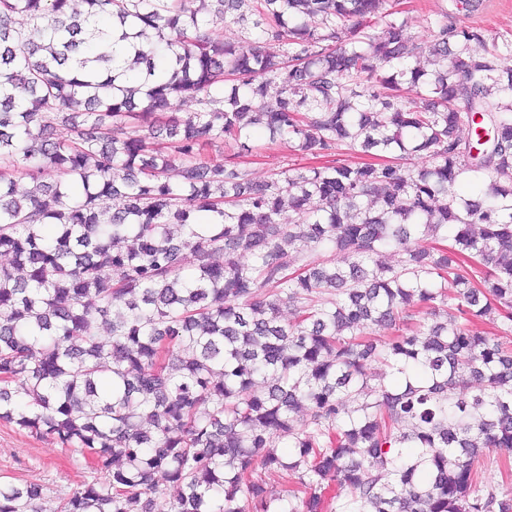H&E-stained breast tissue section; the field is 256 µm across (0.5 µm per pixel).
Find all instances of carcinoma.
<instances>
[{
  "label": "carcinoma",
  "mask_w": 512,
  "mask_h": 512,
  "mask_svg": "<svg viewBox=\"0 0 512 512\" xmlns=\"http://www.w3.org/2000/svg\"><path fill=\"white\" fill-rule=\"evenodd\" d=\"M397 5L0 0V420L105 474L52 512H326L332 482L336 512H512L475 469L512 450V66L445 22L421 46ZM246 10L255 38L216 33ZM253 125L395 157L259 184L213 156ZM41 498L0 483V512Z\"/></svg>",
  "instance_id": "1"
}]
</instances>
